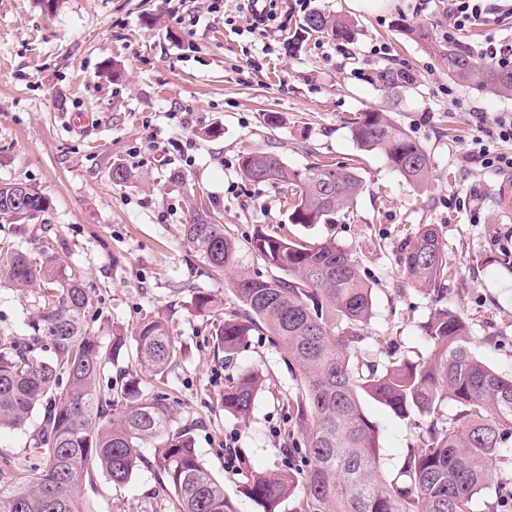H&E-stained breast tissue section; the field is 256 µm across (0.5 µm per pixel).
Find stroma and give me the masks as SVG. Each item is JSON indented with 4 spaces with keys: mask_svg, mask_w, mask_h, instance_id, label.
<instances>
[{
    "mask_svg": "<svg viewBox=\"0 0 512 512\" xmlns=\"http://www.w3.org/2000/svg\"><path fill=\"white\" fill-rule=\"evenodd\" d=\"M272 14L253 33L237 35L226 17L244 22L248 0H0V182L23 181L49 209L27 224H0V241L38 254L49 248L79 269L98 304L91 315L102 343L130 333L144 316L163 318L183 359L165 385L128 351L106 374L136 377L166 394L176 425L193 424L200 459L224 481L237 512H262L244 497L245 472L302 466L301 430L283 407L297 390L283 350L261 333L248 336L232 360L217 352L209 317L195 291L215 306L233 301L231 275L211 274L183 238L188 220L181 174L241 244L243 270L272 271L247 247L257 231L287 222L281 189L244 178V149L276 153L290 168L316 163L358 167L365 190L349 218L294 227L309 241L335 240L350 251L373 286V312L358 345L361 361L390 353H427L421 327L434 310L430 296L400 273L411 231L434 227L448 253L446 305L467 322L477 354L512 375V171L464 162L475 115L512 113V93L488 95L455 84L442 59L408 34L421 25L435 39L448 29V0H391L388 7L352 8L350 0H266ZM353 20V41L316 37L296 54L284 45L310 11ZM472 53L488 41L512 45V15L458 33ZM408 70L409 84L388 90L371 80L376 68ZM375 110L391 116L425 147L428 178L413 186L377 153L358 149L350 124ZM89 118L80 129L72 113ZM278 117L275 126L265 114ZM191 143L189 155L181 144ZM137 179L117 185L113 161ZM37 307L34 292L0 282V335H22ZM257 369L266 378L248 417L225 413L229 377ZM380 434V462L399 468L418 438L388 408L367 400ZM234 443L237 471L224 466ZM129 483L117 487L93 472L83 495L91 512H170V490L156 476L151 450Z\"/></svg>",
    "mask_w": 512,
    "mask_h": 512,
    "instance_id": "35a3bbf8",
    "label": "stroma"
}]
</instances>
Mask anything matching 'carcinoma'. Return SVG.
<instances>
[{
    "mask_svg": "<svg viewBox=\"0 0 512 512\" xmlns=\"http://www.w3.org/2000/svg\"><path fill=\"white\" fill-rule=\"evenodd\" d=\"M354 39L353 23L320 11L305 15L288 41L300 50L311 36ZM412 35L448 63L460 86L487 94L512 92V66L478 61L459 43L440 45L424 27ZM372 81L396 89L405 82L384 66ZM352 137L364 152H380L406 181H426L430 156L385 112H366L352 122ZM248 179L291 192L288 223L334 224L353 208L364 190L355 166L318 164L288 167L275 153L245 150L238 159ZM115 184L134 178L115 161ZM189 212L186 241L213 271L238 267V241L178 176ZM19 182L0 183V223L24 224L46 211L47 200ZM250 249L279 275L264 280L247 272L231 283L234 307L220 312L212 298L195 295L198 312L213 318L214 348L231 359L247 336L260 331L280 345L300 376L288 399V413L307 430L304 437L303 512H476L483 492L507 482L501 458L512 439V376L485 363L472 349L466 321L437 307L422 326L429 356L391 355L381 366L354 361L353 348L371 318L373 287L361 276L352 254L334 240L307 241L295 235L258 231ZM403 276L441 302L447 294L448 257L437 231L417 230L400 258ZM0 278L10 286L39 290L29 334L0 336V431H23L39 411L30 459L0 454V512H86L82 488L95 469L114 485H125L153 445L162 484L172 492L173 512H236L224 496V482L199 459L192 428L174 426L167 397L136 379H100L126 346L112 336L103 347L93 338L87 316L98 302L81 273L58 255L35 258L11 243L0 246ZM136 358L165 380L178 366L181 348L166 322L143 318L133 331ZM52 350L44 357L41 351ZM255 369L224 386V412L249 415L264 386ZM371 398L400 419H418L420 446L408 449L403 465L386 472L380 464V436L367 415ZM456 412L445 415L448 404ZM298 485L295 471L250 473L243 494L263 512H277Z\"/></svg>",
    "mask_w": 512,
    "mask_h": 512,
    "instance_id": "obj_1",
    "label": "carcinoma"
}]
</instances>
